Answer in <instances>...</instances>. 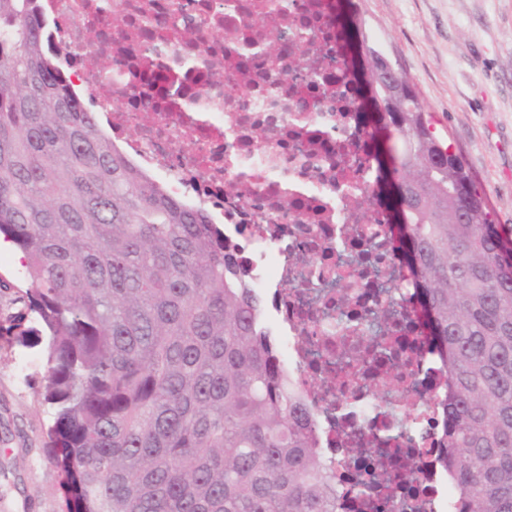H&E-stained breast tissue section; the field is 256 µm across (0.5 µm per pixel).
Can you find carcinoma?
<instances>
[{"label":"carcinoma","mask_w":512,"mask_h":512,"mask_svg":"<svg viewBox=\"0 0 512 512\" xmlns=\"http://www.w3.org/2000/svg\"><path fill=\"white\" fill-rule=\"evenodd\" d=\"M38 2L0 0V237L30 276L0 335L46 340L47 455L71 512H337L224 231L100 133ZM361 48L384 106L365 126L390 243L447 378L448 477L460 512H512V228L407 74Z\"/></svg>","instance_id":"obj_1"}]
</instances>
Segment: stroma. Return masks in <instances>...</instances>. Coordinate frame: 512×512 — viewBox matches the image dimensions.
<instances>
[{
  "label": "stroma",
  "instance_id": "stroma-1",
  "mask_svg": "<svg viewBox=\"0 0 512 512\" xmlns=\"http://www.w3.org/2000/svg\"><path fill=\"white\" fill-rule=\"evenodd\" d=\"M361 30L410 77L441 136L512 226V0H353ZM18 251L0 250V322L23 309L29 278ZM45 345L0 336V512H66L45 452Z\"/></svg>",
  "mask_w": 512,
  "mask_h": 512
}]
</instances>
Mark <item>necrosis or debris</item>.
<instances>
[{
  "label": "necrosis or debris",
  "mask_w": 512,
  "mask_h": 512,
  "mask_svg": "<svg viewBox=\"0 0 512 512\" xmlns=\"http://www.w3.org/2000/svg\"><path fill=\"white\" fill-rule=\"evenodd\" d=\"M327 0H43L71 80L115 145L186 205L223 225L253 284L271 289L280 364L317 425L338 512H368L358 473L389 487L381 512H454L437 462L441 362L413 329L381 354L414 289L386 210ZM279 31L276 57L265 27ZM314 60L307 72L298 55ZM412 438L410 482L377 440Z\"/></svg>",
  "instance_id": "obj_1"
}]
</instances>
